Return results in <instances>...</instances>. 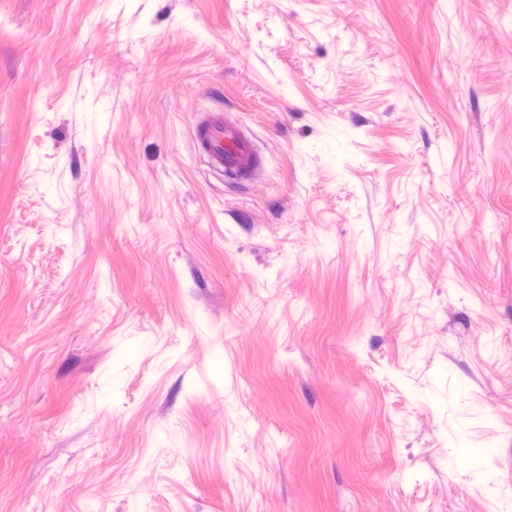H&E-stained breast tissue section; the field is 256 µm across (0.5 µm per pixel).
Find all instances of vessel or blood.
Listing matches in <instances>:
<instances>
[{
  "label": "vessel or blood",
  "mask_w": 512,
  "mask_h": 512,
  "mask_svg": "<svg viewBox=\"0 0 512 512\" xmlns=\"http://www.w3.org/2000/svg\"><path fill=\"white\" fill-rule=\"evenodd\" d=\"M195 144L212 168L228 175H246L256 165L250 139L225 119L223 111L204 114L196 126Z\"/></svg>",
  "instance_id": "b4317fda"
}]
</instances>
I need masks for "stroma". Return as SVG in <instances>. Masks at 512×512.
I'll return each mask as SVG.
<instances>
[{"mask_svg":"<svg viewBox=\"0 0 512 512\" xmlns=\"http://www.w3.org/2000/svg\"><path fill=\"white\" fill-rule=\"evenodd\" d=\"M0 512H512V0H0ZM196 149L212 168L230 176H245L256 165L248 137L224 118L223 111L206 112L196 126ZM455 445L458 461L471 467L477 478L485 477V471L481 468L479 462L483 451L480 448H469L464 430L457 436Z\"/></svg>","mask_w":512,"mask_h":512,"instance_id":"obj_1","label":"stroma"}]
</instances>
